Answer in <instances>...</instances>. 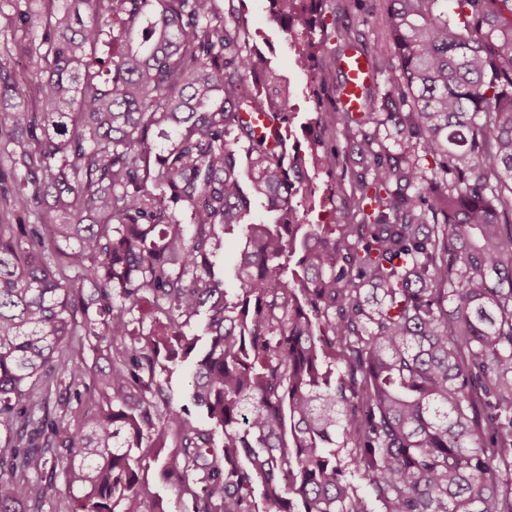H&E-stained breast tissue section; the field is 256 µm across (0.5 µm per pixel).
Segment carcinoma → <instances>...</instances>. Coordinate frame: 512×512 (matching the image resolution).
Segmentation results:
<instances>
[{"mask_svg":"<svg viewBox=\"0 0 512 512\" xmlns=\"http://www.w3.org/2000/svg\"><path fill=\"white\" fill-rule=\"evenodd\" d=\"M45 2L0 70V512L59 472L66 512H170L144 447L182 512H512V0H386L383 111L300 137L244 0ZM267 2L301 70L358 47ZM339 132L369 163L314 224ZM165 378V375H163L161 381L171 404H182L186 400L190 389L192 380L190 372L187 369H178L168 377L167 381H164ZM147 467L142 471V484L148 496L159 495L172 502L176 498V490L172 481H165L159 474L158 465L152 460H146Z\"/></svg>","mask_w":512,"mask_h":512,"instance_id":"cac0c4a2","label":"carcinoma"}]
</instances>
